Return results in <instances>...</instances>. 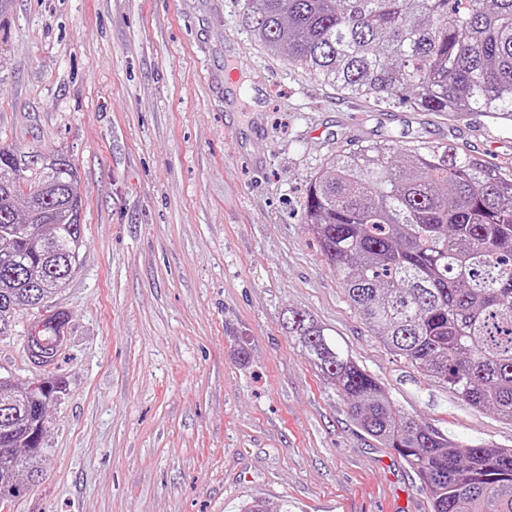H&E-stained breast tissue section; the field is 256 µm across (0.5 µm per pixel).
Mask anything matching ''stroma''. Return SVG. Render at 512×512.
Instances as JSON below:
<instances>
[{"label":"stroma","mask_w":512,"mask_h":512,"mask_svg":"<svg viewBox=\"0 0 512 512\" xmlns=\"http://www.w3.org/2000/svg\"><path fill=\"white\" fill-rule=\"evenodd\" d=\"M239 0H0V146L67 155L81 265L65 395L42 484L13 512H428L303 355L327 328L396 407L463 445L512 421L425 379L372 336L303 220L324 159L366 140L446 142L512 172V129L380 110L268 53Z\"/></svg>","instance_id":"35a3bbf8"}]
</instances>
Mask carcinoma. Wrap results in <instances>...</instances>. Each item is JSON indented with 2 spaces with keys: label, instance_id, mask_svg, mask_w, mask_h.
I'll use <instances>...</instances> for the list:
<instances>
[{
  "label": "carcinoma",
  "instance_id": "obj_1",
  "mask_svg": "<svg viewBox=\"0 0 512 512\" xmlns=\"http://www.w3.org/2000/svg\"><path fill=\"white\" fill-rule=\"evenodd\" d=\"M269 51L347 95L399 101L451 121L512 126V0H241ZM0 147V337L39 311L79 264L77 168L64 154ZM305 223L347 302L393 356L465 403L512 421V178L447 143L361 142L322 164ZM288 333L350 404L361 429L418 477L429 512H512V448L461 445L395 408L326 328L292 312ZM0 380V494L44 476L56 367Z\"/></svg>",
  "mask_w": 512,
  "mask_h": 512
}]
</instances>
